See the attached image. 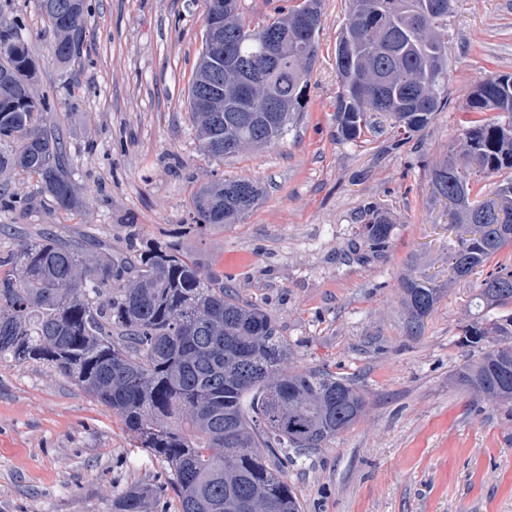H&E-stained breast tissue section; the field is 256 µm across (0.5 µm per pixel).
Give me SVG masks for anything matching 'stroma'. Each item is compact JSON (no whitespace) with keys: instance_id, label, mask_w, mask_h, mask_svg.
<instances>
[{"instance_id":"1","label":"stroma","mask_w":512,"mask_h":512,"mask_svg":"<svg viewBox=\"0 0 512 512\" xmlns=\"http://www.w3.org/2000/svg\"><path fill=\"white\" fill-rule=\"evenodd\" d=\"M85 41L67 65L38 0H0L20 16L36 63L33 89L67 148L84 203L65 211L35 178L5 173L36 208L0 209V254L53 225L90 233L113 251L175 245L240 297L262 305L296 367L351 378L364 415L288 470L303 512H512V417L451 376L474 354L462 343L476 280H448V209L429 170L460 148L477 82L512 74V0H453L441 33L448 103L408 140L384 123L336 139V37L347 0H323L306 109L284 139L215 159L199 149L188 85L202 48L205 0H88ZM249 178L264 194L238 223L199 230L198 188ZM393 219L389 244L362 235L370 207ZM445 293L419 331L400 302L402 278ZM164 461L136 448L111 408L45 367L0 362V512H112L127 487L157 483Z\"/></svg>"}]
</instances>
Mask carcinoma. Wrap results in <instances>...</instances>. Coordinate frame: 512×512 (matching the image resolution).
<instances>
[{"label":"carcinoma","mask_w":512,"mask_h":512,"mask_svg":"<svg viewBox=\"0 0 512 512\" xmlns=\"http://www.w3.org/2000/svg\"><path fill=\"white\" fill-rule=\"evenodd\" d=\"M53 55L80 54L86 0H55ZM336 45L341 92L336 138L354 141L377 128L372 115L411 134L448 101V55L438 28L451 0H350ZM22 21L0 17V174L37 177L57 208L83 204L64 162L66 146L46 125L50 98L32 90L36 69L20 38ZM323 24L321 0L299 3L250 28L239 0H224V47L242 61L257 59L267 39L288 30V52L267 74L268 89L224 85V111L198 112L208 79L196 72L188 105L200 150L220 158L282 139L307 104ZM280 112H246L266 93ZM468 111H495L462 133L463 150L431 170L434 193L448 200L465 235L448 243L452 279L468 278L512 247V75H489L474 87ZM478 174L499 181L490 196L471 199ZM262 187L247 178L220 179L192 198L201 228L234 224L252 210ZM388 212L369 211L371 248L391 236ZM401 305L421 326L441 290L412 277L401 281ZM482 312L512 304V262H497L477 282ZM512 316L464 328L478 359L455 373L477 397L512 408ZM291 352L275 321L257 303L204 271L175 246L114 254L97 239L59 238L45 227L0 257V360L45 365L112 408L137 447L168 465L160 484H134L112 501V512H157L173 491L179 512H302L288 483L296 465L351 427L367 401L352 380L326 369L287 367Z\"/></svg>","instance_id":"cac0c4a2"}]
</instances>
